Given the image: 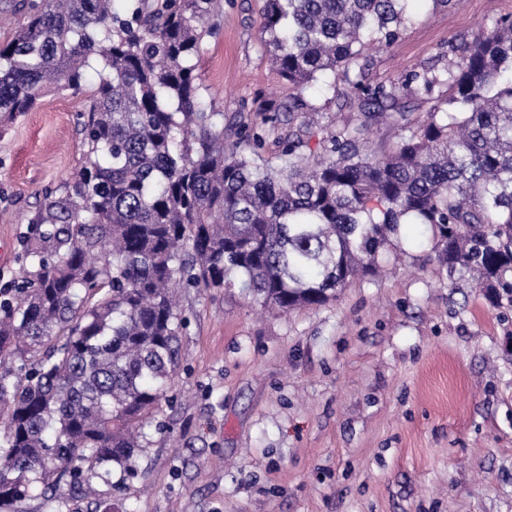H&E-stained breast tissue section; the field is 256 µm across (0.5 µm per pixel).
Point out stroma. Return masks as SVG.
<instances>
[{
    "label": "stroma",
    "mask_w": 512,
    "mask_h": 512,
    "mask_svg": "<svg viewBox=\"0 0 512 512\" xmlns=\"http://www.w3.org/2000/svg\"><path fill=\"white\" fill-rule=\"evenodd\" d=\"M265 0H223L201 45L205 104L225 125L291 87L259 32ZM411 22L367 57L365 82L443 68L451 45L512 13L408 0ZM99 83L48 92L0 133V277L30 218L84 163L77 115ZM387 274L318 308L265 309L241 286L181 291V366L137 475L99 485L112 512H512V304L450 281L417 224Z\"/></svg>",
    "instance_id": "stroma-1"
}]
</instances>
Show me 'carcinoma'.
I'll return each instance as SVG.
<instances>
[{"instance_id": "obj_1", "label": "carcinoma", "mask_w": 512, "mask_h": 512, "mask_svg": "<svg viewBox=\"0 0 512 512\" xmlns=\"http://www.w3.org/2000/svg\"><path fill=\"white\" fill-rule=\"evenodd\" d=\"M405 2L265 0L260 34L296 120L278 131L272 103L228 137L193 63L217 0H0V20L25 15L0 44V128L50 88L81 89L89 58L102 75L79 113L84 165L47 193L0 290V512L63 481L86 496L135 476L180 365L177 288L236 275L264 306H321L376 275L412 221L448 277L512 303V14L438 72L366 84L364 52L400 37ZM338 75L350 115L322 122L305 93ZM421 99L435 104L411 111ZM382 124L395 141L373 147Z\"/></svg>"}]
</instances>
